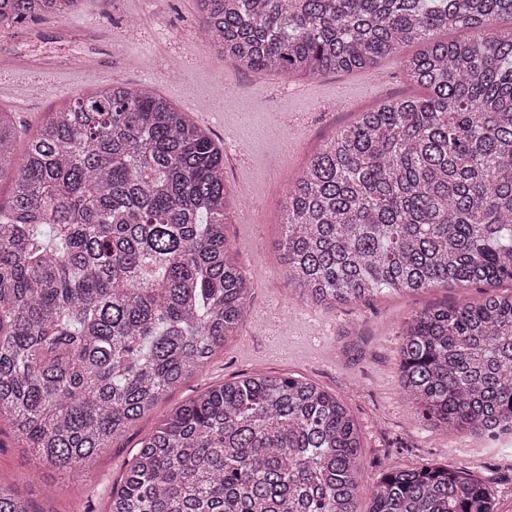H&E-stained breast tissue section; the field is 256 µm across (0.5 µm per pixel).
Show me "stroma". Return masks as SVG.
<instances>
[{"mask_svg":"<svg viewBox=\"0 0 512 512\" xmlns=\"http://www.w3.org/2000/svg\"><path fill=\"white\" fill-rule=\"evenodd\" d=\"M199 25L196 0H83L64 16L0 25V110L11 114L18 140L78 93L110 84L151 85L206 129L224 151L226 235L250 287L249 312L223 348L105 449L91 471L39 470L31 449L1 422L0 477L15 480L40 512H107L140 439L171 408L260 370L308 379L345 403L363 443L356 512H368L369 489L383 473L426 462L469 470L498 512H512V443L456 436L419 418L399 383L403 320L435 304L478 300L481 289L439 287L325 308L292 293L285 274L286 188L358 113L419 94L403 73L414 46L372 70L286 76L238 68L200 39ZM79 56L86 65H74Z\"/></svg>","mask_w":512,"mask_h":512,"instance_id":"1","label":"stroma"}]
</instances>
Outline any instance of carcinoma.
Wrapping results in <instances>:
<instances>
[{
	"label": "carcinoma",
	"instance_id": "obj_1",
	"mask_svg": "<svg viewBox=\"0 0 512 512\" xmlns=\"http://www.w3.org/2000/svg\"><path fill=\"white\" fill-rule=\"evenodd\" d=\"M82 0H0V24ZM236 65L370 70L409 44L424 90L362 112L286 189L288 281L334 306L512 281V0H197ZM470 36L441 41L440 30ZM0 419L72 471L199 372L249 310L230 260L224 154L151 87L77 94L17 147L0 111ZM401 384L458 433H512V293L400 326ZM361 437L343 401L254 372L210 387L142 437L108 512H355ZM0 512H38L0 479ZM369 512H494L474 474H382Z\"/></svg>",
	"mask_w": 512,
	"mask_h": 512
}]
</instances>
